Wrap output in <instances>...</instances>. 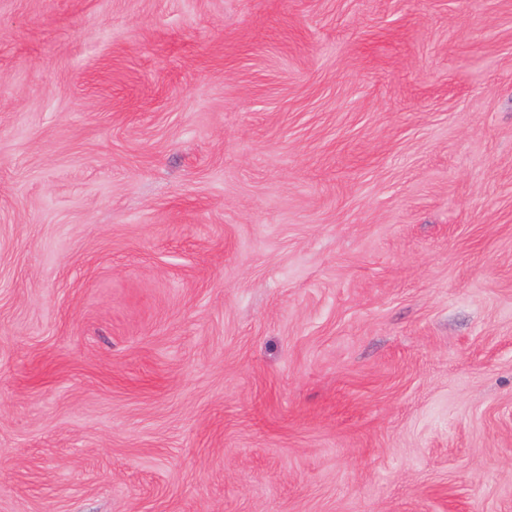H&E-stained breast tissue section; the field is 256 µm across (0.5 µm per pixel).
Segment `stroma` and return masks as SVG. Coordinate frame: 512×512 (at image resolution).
<instances>
[{"label":"stroma","mask_w":512,"mask_h":512,"mask_svg":"<svg viewBox=\"0 0 512 512\" xmlns=\"http://www.w3.org/2000/svg\"><path fill=\"white\" fill-rule=\"evenodd\" d=\"M0 512H512V0H0Z\"/></svg>","instance_id":"1"}]
</instances>
